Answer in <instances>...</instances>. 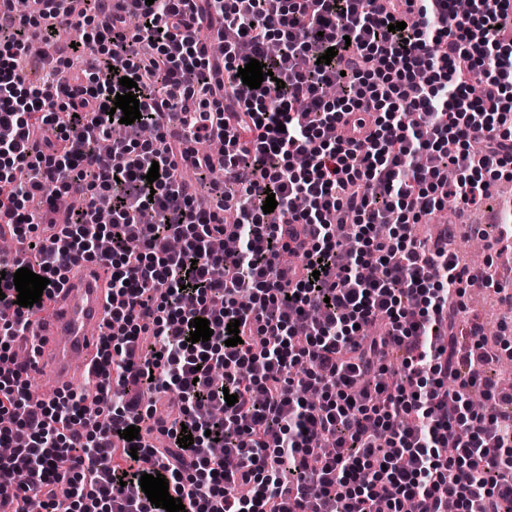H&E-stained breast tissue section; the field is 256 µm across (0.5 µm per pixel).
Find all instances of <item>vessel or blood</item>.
I'll use <instances>...</instances> for the list:
<instances>
[{"label":"vessel or blood","instance_id":"1","mask_svg":"<svg viewBox=\"0 0 512 512\" xmlns=\"http://www.w3.org/2000/svg\"><path fill=\"white\" fill-rule=\"evenodd\" d=\"M109 300L105 268L69 263L65 279L52 289L48 311L33 322L41 377L68 386L87 380L100 338L109 332Z\"/></svg>","mask_w":512,"mask_h":512}]
</instances>
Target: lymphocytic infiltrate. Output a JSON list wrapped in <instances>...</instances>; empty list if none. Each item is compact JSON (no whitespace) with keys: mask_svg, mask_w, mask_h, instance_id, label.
<instances>
[{"mask_svg":"<svg viewBox=\"0 0 512 512\" xmlns=\"http://www.w3.org/2000/svg\"><path fill=\"white\" fill-rule=\"evenodd\" d=\"M74 2L0 18V235L36 234L30 264L0 257V357L29 353L0 370V417L25 409L27 433L0 428L17 445L0 457V504L25 512L34 494L43 512H160L139 485L159 473L187 512H512V390L486 373L498 341L455 324L476 277L447 239L407 231L448 200L486 199L512 163V0H471L450 26V0ZM59 19L92 64L58 60L40 87L15 58L31 28L54 40ZM252 58L273 72L257 89L238 75ZM125 76L141 117L105 159L96 142ZM148 125L156 139L141 138ZM204 141L223 155L199 152ZM182 161L202 178L223 167L233 223L195 208ZM52 183L87 203L62 212L46 198L40 226L30 204ZM147 210L155 223H141ZM74 259L111 270L112 329L92 394L36 401L42 306L17 305L14 274L55 284ZM198 317L212 336L193 343ZM475 389L497 412L473 409ZM155 431L164 446L147 442Z\"/></svg>","mask_w":512,"mask_h":512,"instance_id":"lymphocytic-infiltrate-1","label":"lymphocytic infiltrate"}]
</instances>
